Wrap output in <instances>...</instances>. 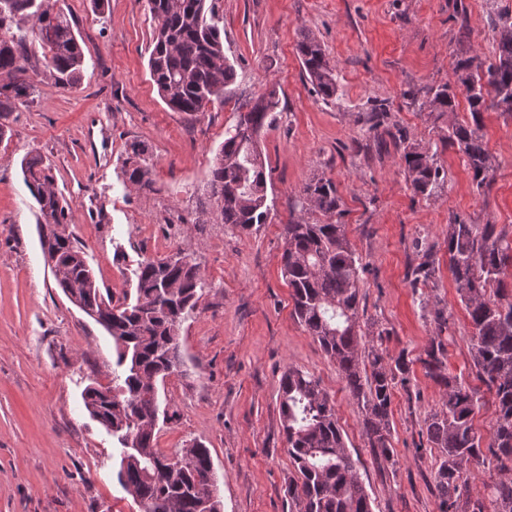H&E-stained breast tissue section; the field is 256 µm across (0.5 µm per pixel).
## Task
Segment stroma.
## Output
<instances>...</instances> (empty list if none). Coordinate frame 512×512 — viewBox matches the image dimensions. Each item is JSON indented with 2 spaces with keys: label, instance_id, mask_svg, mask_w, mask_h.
Returning a JSON list of instances; mask_svg holds the SVG:
<instances>
[{
  "label": "stroma",
  "instance_id": "35a3bbf8",
  "mask_svg": "<svg viewBox=\"0 0 512 512\" xmlns=\"http://www.w3.org/2000/svg\"><path fill=\"white\" fill-rule=\"evenodd\" d=\"M235 83L223 102L187 114L153 85L148 57L156 22L141 0H59L82 38L78 87L31 75L24 104L0 139V512H141L117 481V444L85 409L89 380H112V340L58 287L44 258L38 206L21 173L31 152L47 157L69 200L74 232L100 287L122 296L139 260L190 254L207 282L180 327L183 366L165 383L170 419L156 446L174 455L194 441L209 449L223 512H291L293 472L282 430L279 381L288 368L314 375L335 406L373 512H439L436 453L422 432L439 410L442 388L420 362L441 336L451 374L470 386L473 328L448 266V221L494 224L512 234V118L484 115L496 159L489 187L473 184L457 148L445 145L449 121L470 114L465 97L451 120H434L408 90L452 80L462 54L492 51L490 12L512 0H213ZM470 30L459 39L460 26ZM323 44L338 76V96L322 99L306 78L300 30ZM276 84L280 105L259 146L270 168L271 218L244 235L198 223L213 158L239 106ZM385 104V123L405 142L438 150L436 197L415 196L402 145L365 132L361 116ZM149 148L154 192L126 189V142ZM335 182L343 222L364 267L365 319L383 329L388 362L408 371L392 396L394 456H375L362 412L335 362L293 314L281 274L282 229L313 176ZM430 255L432 285L412 269ZM448 320L438 328L431 309Z\"/></svg>",
  "mask_w": 512,
  "mask_h": 512
}]
</instances>
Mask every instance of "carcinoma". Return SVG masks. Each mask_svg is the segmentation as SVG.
<instances>
[{
  "label": "carcinoma",
  "instance_id": "1",
  "mask_svg": "<svg viewBox=\"0 0 512 512\" xmlns=\"http://www.w3.org/2000/svg\"><path fill=\"white\" fill-rule=\"evenodd\" d=\"M157 21L148 67L150 79L166 104L179 112H203L223 102L224 89L236 79L224 54V31L208 0H145ZM33 21L29 28L22 23ZM493 51L457 60L454 83L424 90L430 114L441 119L455 112L456 88L465 91L470 121L448 125V145L465 155L476 187L488 186L496 167L481 130L483 114L494 110L512 117V18H490ZM40 48L45 73L59 85L76 87L82 78L84 52L80 35L63 8L51 0H0V139L17 104L28 95V65ZM315 92L336 97L338 80L320 41L301 30L296 46ZM279 93L272 85L242 105L235 124L224 131V143L211 170L210 204L199 224H224L249 234L266 223L269 166L258 150V137L272 121ZM386 106L375 105L363 122L374 136L404 141L384 125ZM402 159L413 192L429 200L440 186L438 152L410 144ZM24 181L36 200L38 230L58 255L62 274L55 281L63 293L75 294L84 306L111 317L104 326L112 337L116 359L112 384H90L82 392L89 413L112 426L122 448L118 481L143 512H221L209 483V449L195 442L178 452L188 464L171 467L170 457L155 448L161 410L159 385L183 365L179 330L206 287L194 259L164 268L166 259H146L135 270L133 296L114 300L102 290L72 230V207L56 190L51 163L41 154L22 161ZM125 182L138 190L156 191L146 148L126 145L122 158ZM342 200L336 184L317 176L300 194L298 215L284 225L282 276L290 288L298 322L332 359L363 414L368 447L392 459L391 404L395 373L375 346L362 343L373 322H360L359 255L342 223ZM318 213L322 219L310 215ZM449 270L456 294L473 327L472 368L492 394L496 421L491 442L482 447L475 431L477 390L448 372L440 336L431 339L419 358L426 374L444 389L443 407L425 418L427 440L437 451L435 486L440 512H512V480L485 486L486 494H470L466 472L472 464L496 463L512 469V238L496 225L478 226L455 216L448 224ZM282 427L296 476L287 495L294 512H373V501L357 472L336 420V411L320 383L300 369L284 372L279 386Z\"/></svg>",
  "mask_w": 512,
  "mask_h": 512
}]
</instances>
